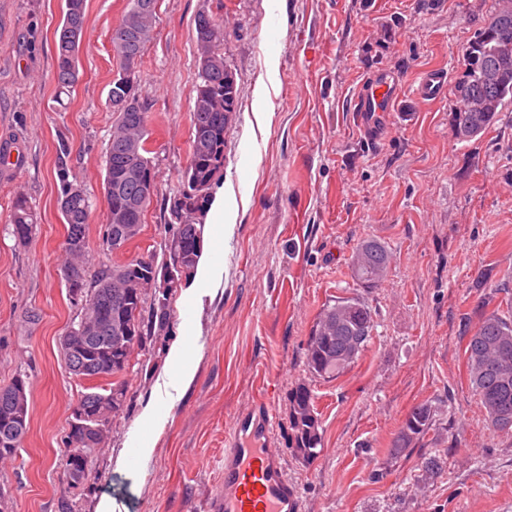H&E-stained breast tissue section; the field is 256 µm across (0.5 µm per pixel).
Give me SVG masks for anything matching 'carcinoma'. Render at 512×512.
Returning a JSON list of instances; mask_svg holds the SVG:
<instances>
[{
	"mask_svg": "<svg viewBox=\"0 0 512 512\" xmlns=\"http://www.w3.org/2000/svg\"><path fill=\"white\" fill-rule=\"evenodd\" d=\"M512 0H498L486 25L474 35L463 53L464 70L457 82L465 99L479 100L494 107L473 112H453L455 136L461 140L472 139L493 123L497 114L512 102ZM86 0H64L63 22L56 40L54 77L57 87L67 90L80 79L79 54L85 27ZM153 16L146 17L144 29L121 32L116 26L111 32V44L116 60L117 73L108 91L107 101L123 102L129 111L116 113L115 128L105 158L104 195L107 203L106 233L102 246L113 251L112 213L117 209L133 207L132 223L139 224L144 211L151 203L146 199L137 206L133 202L141 197L143 180L131 177L125 171L124 138L128 134L138 139L142 151L147 149V108L136 91L138 71L128 69L126 62L134 59L139 65L144 49L152 39ZM197 42L201 52L197 60L195 99L192 110L194 137L190 161L182 175V188L170 205L171 220L168 238L164 243L163 258L180 251L189 259L188 269L195 271L202 249L201 226L210 202V194L198 196L196 184L212 186L224 172V128L230 123L224 111V26L216 19L202 15L196 23ZM496 74V80L482 78V73ZM70 146L59 144L57 176L60 182L58 204L67 226L65 252L67 255L61 271L64 281L75 278L77 287L89 289L92 302L82 311L90 316L99 315V330L84 340L83 349L71 356H63L68 372L78 378H97L124 371L128 364L112 362V369H105L107 347L114 335L116 315L126 312L138 329L136 347L142 349L147 342L167 333L170 323L169 295L167 290L160 298L151 301L143 298L148 288H131L122 296L111 287L114 278L124 271L131 278L146 280L145 272L155 258L135 259L90 273L86 259V226L91 215V202L85 188L75 190L78 183L69 180L68 160ZM35 223L34 213L24 196L16 195L10 214V224L18 242L28 241V229ZM356 253L364 257L360 264H353V275L361 288L371 287L378 277L385 275L389 254L376 239L361 241ZM374 330L371 309L356 297L345 298L327 306L313 326L305 346L308 370L319 377L331 378L344 372L357 360L367 346ZM466 369L472 393L484 409L493 430L512 431V318L499 310H484L477 330L465 345ZM288 420L293 431L291 449L306 460L317 457L321 445L319 421L312 401L311 390L298 384L288 396ZM30 393L28 385L13 392L0 387V460L15 455L29 429ZM74 411L87 416L99 411L98 392H83ZM434 409L423 403L413 407L405 417L392 441L394 453L414 447L433 429ZM101 436L72 435L65 437V444L83 448H97Z\"/></svg>",
	"mask_w": 512,
	"mask_h": 512,
	"instance_id": "obj_1",
	"label": "carcinoma"
}]
</instances>
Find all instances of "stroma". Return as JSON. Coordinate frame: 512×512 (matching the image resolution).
Returning <instances> with one entry per match:
<instances>
[{
    "mask_svg": "<svg viewBox=\"0 0 512 512\" xmlns=\"http://www.w3.org/2000/svg\"><path fill=\"white\" fill-rule=\"evenodd\" d=\"M495 3L287 0L274 13L267 0H158L137 86L148 106L157 191L140 235L111 253L101 248L116 119L106 104L110 34L127 0H86L81 79L64 93L53 79L63 0H0V146L22 153L0 175V386L22 372L30 390L29 430L16 455L0 460V491L13 512H55L65 488L64 437L85 388L59 350L80 308L61 275L58 144L71 145L70 176L91 198L90 268L161 256L190 159L203 14L224 21V60L239 94L220 181L239 206L236 226L215 295L188 303L174 293L168 336L135 350L129 368L114 375L130 405L91 457L92 490L76 491L79 512H96L103 496L118 512H203L224 490L233 417L263 405L271 425L262 444L283 456L302 512H512V432L489 428L464 354L485 296L512 315V104L462 141L452 127L454 93L427 100L415 92L426 70H447L456 84L463 50ZM272 52L278 75L264 126L255 89ZM377 71L394 73L402 92L388 132L368 143L354 100ZM19 192L38 217L24 245L9 222ZM367 238L390 256L374 288L358 287L351 273V256ZM347 297L371 309L372 338L337 377L312 375L304 356L310 331L326 306ZM189 328L195 379L171 401L160 393L167 350ZM300 383L313 394L322 436L312 461L288 446V394ZM151 398L164 418L144 433L152 453L137 470H116ZM421 403L436 411L433 430L392 455L395 433ZM435 455L442 470L431 474L421 460Z\"/></svg>",
    "mask_w": 512,
    "mask_h": 512,
    "instance_id": "35a3bbf8",
    "label": "stroma"
}]
</instances>
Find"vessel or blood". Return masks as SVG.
Listing matches in <instances>:
<instances>
[{
	"label": "vessel or blood",
	"instance_id": "obj_1",
	"mask_svg": "<svg viewBox=\"0 0 512 512\" xmlns=\"http://www.w3.org/2000/svg\"><path fill=\"white\" fill-rule=\"evenodd\" d=\"M447 87V71L430 70L420 75L416 93L434 100ZM399 95L397 82L388 75L369 79L355 104L366 140H377L387 127ZM269 423L265 407L236 417L224 450V501L218 512H302L300 491L281 455L261 445Z\"/></svg>",
	"mask_w": 512,
	"mask_h": 512
}]
</instances>
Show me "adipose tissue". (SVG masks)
I'll return each instance as SVG.
<instances>
[{
  "label": "adipose tissue",
  "mask_w": 512,
  "mask_h": 512,
  "mask_svg": "<svg viewBox=\"0 0 512 512\" xmlns=\"http://www.w3.org/2000/svg\"><path fill=\"white\" fill-rule=\"evenodd\" d=\"M237 208L223 193H216L209 209L208 220L215 226L209 251L202 255L190 288L186 289L184 299L188 302L198 301L219 273L223 260L225 238L231 237L236 224Z\"/></svg>",
  "instance_id": "ef3b65f1"
}]
</instances>
